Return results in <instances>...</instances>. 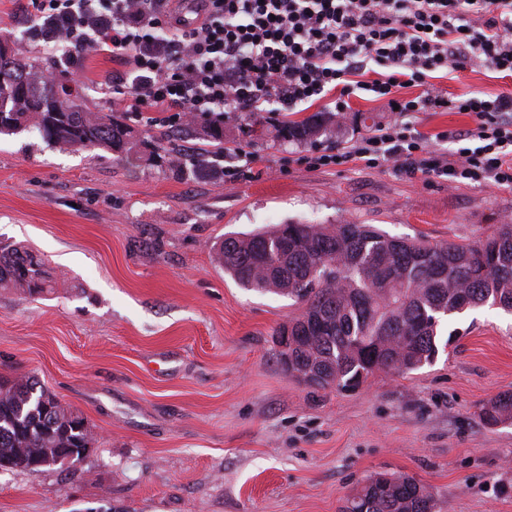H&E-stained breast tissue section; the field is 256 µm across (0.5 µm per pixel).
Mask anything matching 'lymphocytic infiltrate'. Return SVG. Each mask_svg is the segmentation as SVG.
Listing matches in <instances>:
<instances>
[{
    "label": "lymphocytic infiltrate",
    "instance_id": "f902f5d3",
    "mask_svg": "<svg viewBox=\"0 0 512 512\" xmlns=\"http://www.w3.org/2000/svg\"><path fill=\"white\" fill-rule=\"evenodd\" d=\"M25 0L45 44L67 58L106 54L125 75L112 94L125 111L174 121L227 112H288L328 100L348 111L355 92L397 107L343 151L304 156L310 168L386 162L448 183L512 186V91L435 93L431 81L469 67L512 77V0ZM417 88L413 97L405 88ZM474 113L463 148H431L407 123L417 112Z\"/></svg>",
    "mask_w": 512,
    "mask_h": 512
}]
</instances>
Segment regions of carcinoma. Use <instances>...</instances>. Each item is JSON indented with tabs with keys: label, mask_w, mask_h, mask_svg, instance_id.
Wrapping results in <instances>:
<instances>
[{
	"label": "carcinoma",
	"mask_w": 512,
	"mask_h": 512,
	"mask_svg": "<svg viewBox=\"0 0 512 512\" xmlns=\"http://www.w3.org/2000/svg\"><path fill=\"white\" fill-rule=\"evenodd\" d=\"M31 129L63 150L99 148L119 156H142L141 142L112 114L93 112L79 98L59 91L36 62L18 52L0 53V133ZM303 139L331 132L319 115L287 129ZM205 136L224 150V120L205 119ZM165 152L180 173L183 157L157 144L147 160ZM217 258L237 283L302 304L289 322L301 342L292 351L293 370L319 380L314 389L351 390L377 372L403 375L434 361L441 321L490 304L512 311V224L472 244L431 245L394 238L369 224H279L257 234L224 238ZM56 283L45 261L29 249L0 243V288L29 296ZM55 397L34 376L0 383V468L28 471L12 461L18 448H78L92 439L82 417L47 407ZM484 422L512 420V394L481 409ZM432 488L412 477L386 483L370 478L352 495L351 512H436Z\"/></svg>",
	"instance_id": "1"
}]
</instances>
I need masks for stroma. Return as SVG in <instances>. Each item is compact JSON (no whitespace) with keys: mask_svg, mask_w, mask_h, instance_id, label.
<instances>
[{"mask_svg":"<svg viewBox=\"0 0 512 512\" xmlns=\"http://www.w3.org/2000/svg\"><path fill=\"white\" fill-rule=\"evenodd\" d=\"M137 138L168 134L206 170L101 150L62 151L24 130L0 134V242L41 254L60 287L0 289V378L35 376L78 412L97 442L77 466L0 472V512H340L378 473L411 476L441 512H512V423L480 418L512 393V312L481 306L449 320V346L406 376L380 372L356 391L313 390L286 375L276 331L294 300L239 287L216 249L224 237L288 221L372 224L431 243L472 242L512 224V187H449L386 164L321 170L298 153L353 144L390 117L351 97L332 136L288 140L324 102L271 117L229 112L224 143L251 158L210 156L201 126L168 131L112 99L122 62L65 61L44 50L0 0V37ZM448 96L508 86L477 68L434 79ZM466 112H420L414 127L450 151Z\"/></svg>","mask_w":512,"mask_h":512,"instance_id":"obj_1","label":"stroma"}]
</instances>
